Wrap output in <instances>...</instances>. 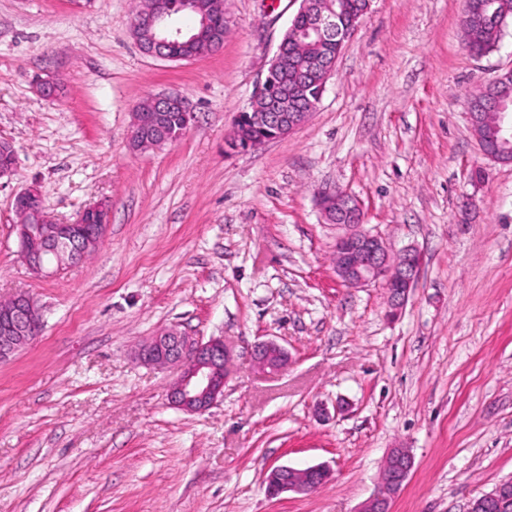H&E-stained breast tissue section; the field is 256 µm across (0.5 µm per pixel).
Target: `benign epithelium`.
Instances as JSON below:
<instances>
[{"label":"benign epithelium","instance_id":"1","mask_svg":"<svg viewBox=\"0 0 512 512\" xmlns=\"http://www.w3.org/2000/svg\"><path fill=\"white\" fill-rule=\"evenodd\" d=\"M199 0H177L171 4L157 5L151 0L136 13L133 28L138 30L136 42L141 51L160 59L177 62L168 47L185 36L180 28L162 26L170 13V6L193 14L198 11ZM300 9L307 12L315 27L323 35L336 36L345 46L358 29L355 21H347L335 12L328 14L318 0H301ZM270 76H265L256 86L250 109L249 124L235 127V144L247 148L256 147L266 139L255 140L250 134L253 127L272 129L271 139L289 135L304 125L316 110L318 102H310L308 112H284L277 97L268 92ZM494 82L485 85L480 93L489 111L480 114L471 111L465 103L470 121L477 116L494 121L502 140L512 139V113L506 111L493 95ZM182 109L183 129L170 134L164 129L165 111L172 107ZM193 120L187 101L180 95L155 96L141 105V110L132 115L130 147L134 151L159 147L178 140L190 128ZM16 170L15 151L7 141H0V179L11 177ZM319 205L327 220L348 228V232L336 239V275L348 287L358 288L371 282L382 281L386 289L391 314L398 313L406 304L422 265L421 253L407 247L395 261H390V251L377 235L362 229L364 211L361 202L347 191L326 189L319 195ZM14 209L20 218L17 224L19 255L29 270L38 276H48L65 266L84 260L87 251L99 246L107 232L109 206L103 202L83 212L77 222L60 224L48 212L38 188L31 185L18 193ZM38 311L32 298L19 293L0 300V361L13 356L22 344L36 338L35 325ZM254 362L264 371L278 373L289 363L288 350L275 341L260 342L252 349ZM138 359L146 364L180 368L179 377L169 386V404L186 413L208 410L224 395V386L229 377V366L233 350L220 339L202 341L176 329H166L144 345ZM401 457L403 463L396 477L380 484L376 493L365 500L357 512H390L393 499L400 493L413 468V458L401 448L393 449L385 460L391 465L393 459ZM328 470L320 465L304 469L288 465L269 470L265 482L272 495L284 492L302 493L318 489L328 478ZM512 481L497 485L490 492L475 499L469 512H487L493 508L499 512L509 500Z\"/></svg>","mask_w":512,"mask_h":512}]
</instances>
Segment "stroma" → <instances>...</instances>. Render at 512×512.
<instances>
[{
    "mask_svg": "<svg viewBox=\"0 0 512 512\" xmlns=\"http://www.w3.org/2000/svg\"><path fill=\"white\" fill-rule=\"evenodd\" d=\"M300 3L224 0L223 46L171 62L139 49L140 0H0V299L28 292L42 319L0 362V512H357L394 448L414 466L392 512H468L512 479V163L481 155L465 109L512 69V23L477 59L465 0H372L309 121L230 149ZM162 93L188 132L132 151L137 104ZM30 184L63 223L110 206L99 248L49 277L18 253ZM334 187L390 252L420 250L398 315L382 284L338 280ZM163 328L233 348L207 411L173 408L176 370L137 360ZM271 339L278 374L250 358ZM284 464L330 476L270 495ZM252 357L259 368L270 373L281 372L289 363L288 350L272 340L256 344Z\"/></svg>",
    "mask_w": 512,
    "mask_h": 512,
    "instance_id": "35a3bbf8",
    "label": "stroma"
}]
</instances>
